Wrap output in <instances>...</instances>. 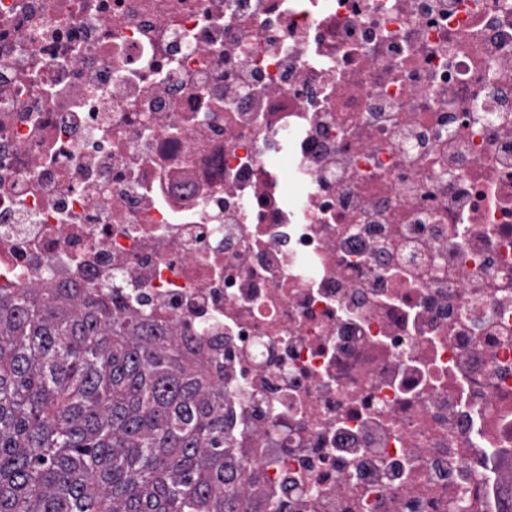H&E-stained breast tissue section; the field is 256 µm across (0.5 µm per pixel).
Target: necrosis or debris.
I'll use <instances>...</instances> for the list:
<instances>
[{"mask_svg":"<svg viewBox=\"0 0 512 512\" xmlns=\"http://www.w3.org/2000/svg\"><path fill=\"white\" fill-rule=\"evenodd\" d=\"M0 288L214 356L247 512H512V0H0Z\"/></svg>","mask_w":512,"mask_h":512,"instance_id":"4bbe7bcc","label":"necrosis or debris"}]
</instances>
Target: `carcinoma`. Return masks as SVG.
<instances>
[{"label":"carcinoma","instance_id":"carcinoma-1","mask_svg":"<svg viewBox=\"0 0 512 512\" xmlns=\"http://www.w3.org/2000/svg\"><path fill=\"white\" fill-rule=\"evenodd\" d=\"M224 374L93 288L0 289V512H238Z\"/></svg>","mask_w":512,"mask_h":512}]
</instances>
